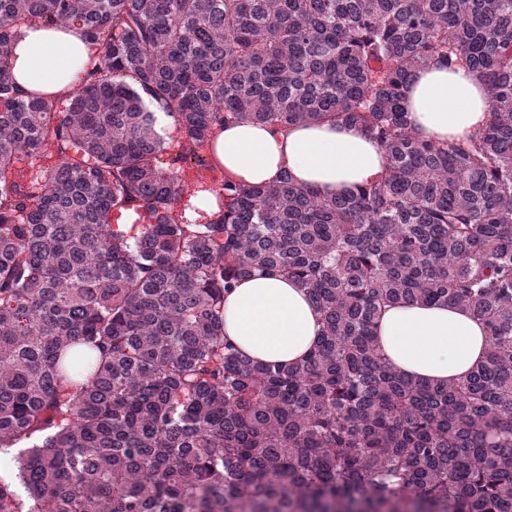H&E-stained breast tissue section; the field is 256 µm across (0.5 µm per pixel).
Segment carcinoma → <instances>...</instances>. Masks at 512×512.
<instances>
[{"mask_svg":"<svg viewBox=\"0 0 512 512\" xmlns=\"http://www.w3.org/2000/svg\"><path fill=\"white\" fill-rule=\"evenodd\" d=\"M29 19L97 49L57 123L10 72ZM460 63L489 122L421 138L410 82ZM146 98L201 167L230 119L333 122L387 175L331 197L224 179L187 223ZM51 147L44 180L15 179ZM121 210L148 223L130 235ZM257 270L321 315L299 364L224 336V295ZM409 303L468 309L483 360L448 384L400 373L375 333ZM37 435L31 505L0 481V512H512V0H0V447ZM60 162L57 152L50 149L38 155L22 154L15 164L16 171L24 181L29 182L35 177L43 176Z\"/></svg>","mask_w":512,"mask_h":512,"instance_id":"1","label":"carcinoma"}]
</instances>
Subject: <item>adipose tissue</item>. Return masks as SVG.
Masks as SVG:
<instances>
[{
    "label": "adipose tissue",
    "instance_id": "1",
    "mask_svg": "<svg viewBox=\"0 0 512 512\" xmlns=\"http://www.w3.org/2000/svg\"><path fill=\"white\" fill-rule=\"evenodd\" d=\"M93 62L77 27L24 24L10 56L15 84L53 99L68 97ZM415 131L428 139L464 141L489 119L486 86L463 64L418 71L406 96ZM227 180L243 185L275 182L289 172L295 182L331 196L385 176L383 152L362 128L331 122L288 129L238 120L215 128L209 143ZM320 314L305 289L278 274L257 272L224 301V333L250 358L293 364L315 345ZM377 342L402 373L435 382L454 381L484 356L487 332L454 305L404 304L380 318Z\"/></svg>",
    "mask_w": 512,
    "mask_h": 512
}]
</instances>
